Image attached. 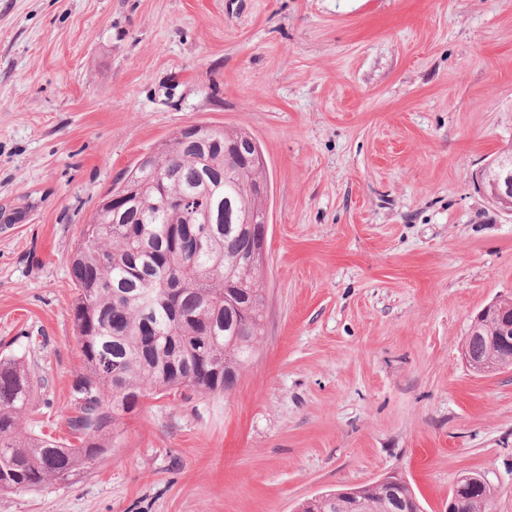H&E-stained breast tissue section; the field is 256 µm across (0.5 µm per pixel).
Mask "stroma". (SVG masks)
Segmentation results:
<instances>
[{
  "label": "stroma",
  "mask_w": 512,
  "mask_h": 512,
  "mask_svg": "<svg viewBox=\"0 0 512 512\" xmlns=\"http://www.w3.org/2000/svg\"><path fill=\"white\" fill-rule=\"evenodd\" d=\"M270 174L265 334L235 387L147 400L118 447L0 512H295L399 474L423 512L483 473L512 512V370L471 320L512 294V0H0V357L66 440L85 365L70 256L100 198L187 126ZM482 189L485 194L498 203L499 210L512 217V188L501 190L494 180L486 182L482 179ZM497 317V327L483 336L480 332L487 321ZM475 335L483 339L487 354L481 345H476L480 356L476 357L472 348ZM463 357L469 368L478 375H495L512 367V295L499 296L487 304L474 317L471 323V333L466 336L462 348ZM500 362V368L495 371V365Z\"/></svg>",
  "instance_id": "35a3bbf8"
}]
</instances>
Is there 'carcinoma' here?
Masks as SVG:
<instances>
[{
	"label": "carcinoma",
	"mask_w": 512,
	"mask_h": 512,
	"mask_svg": "<svg viewBox=\"0 0 512 512\" xmlns=\"http://www.w3.org/2000/svg\"><path fill=\"white\" fill-rule=\"evenodd\" d=\"M203 146L172 135L149 165H134L123 182L145 187L135 207L115 218L97 208L80 231L70 261L77 290L72 317L85 361L74 384L76 443L26 432L22 416L32 393L28 366L0 358V492L64 482L123 437L128 419L157 395L191 391L220 398L232 390L264 332V265L252 256L253 227L238 223L267 214L265 163L243 167L226 152L236 143L260 147L244 128L215 127ZM186 198L211 214L212 235L195 250L172 248L186 212L165 203ZM481 475L458 493L459 512H492L493 489ZM298 512H348L336 493L298 505ZM354 512H395L381 483L362 486Z\"/></svg>",
	"instance_id": "carcinoma-1"
}]
</instances>
